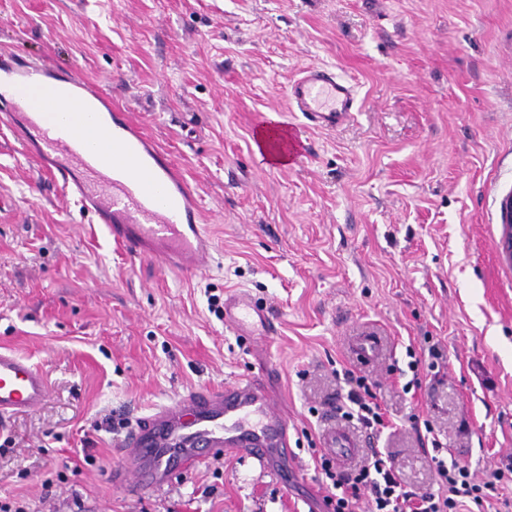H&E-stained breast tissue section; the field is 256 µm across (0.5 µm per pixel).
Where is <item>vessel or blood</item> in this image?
Segmentation results:
<instances>
[{
    "label": "vessel or blood",
    "instance_id": "obj_1",
    "mask_svg": "<svg viewBox=\"0 0 512 512\" xmlns=\"http://www.w3.org/2000/svg\"><path fill=\"white\" fill-rule=\"evenodd\" d=\"M16 110L33 111L31 126L21 127L31 152L95 223L107 225L114 241L129 254L161 258L176 271H203L216 246L202 224L197 193L162 150L95 83L43 66L0 60ZM290 111L301 113L313 129L333 130L357 112L358 92L326 65H308L290 80ZM288 162L302 145L291 123L277 126ZM260 323L274 332V318L244 291L224 299V323L239 333ZM276 373L265 365L252 376L221 388L190 390L156 406L128 430L122 441L129 467H118L115 482L134 473L142 487L160 489L225 454L256 459L275 471L293 459L288 414L276 409L270 383ZM45 375L25 358L0 349V423L40 406L48 395ZM324 444L337 461L350 462L357 439L331 427Z\"/></svg>",
    "mask_w": 512,
    "mask_h": 512
}]
</instances>
